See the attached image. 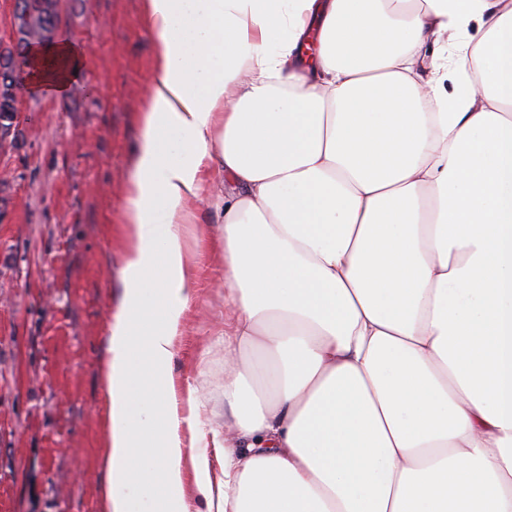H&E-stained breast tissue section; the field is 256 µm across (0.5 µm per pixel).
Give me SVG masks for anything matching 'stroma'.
Listing matches in <instances>:
<instances>
[{"label":"stroma","mask_w":512,"mask_h":512,"mask_svg":"<svg viewBox=\"0 0 512 512\" xmlns=\"http://www.w3.org/2000/svg\"><path fill=\"white\" fill-rule=\"evenodd\" d=\"M56 38L84 50L64 97L21 95L0 146V512H101L104 411L98 365L124 267L121 228L140 138L153 44L142 0H60ZM219 219L190 208L183 233L201 276L171 364L181 413L210 392L224 426V260ZM182 494L195 512L196 469L224 482V451L182 429Z\"/></svg>","instance_id":"1"}]
</instances>
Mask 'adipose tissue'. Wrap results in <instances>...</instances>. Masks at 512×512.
<instances>
[{
	"mask_svg": "<svg viewBox=\"0 0 512 512\" xmlns=\"http://www.w3.org/2000/svg\"><path fill=\"white\" fill-rule=\"evenodd\" d=\"M153 43L99 362L104 512H191L171 363L223 218L215 512H512V9L502 0H143ZM486 30L445 91L431 30ZM82 50L31 51L32 96ZM224 191L210 195L213 170ZM257 349L258 361L244 359Z\"/></svg>",
	"mask_w": 512,
	"mask_h": 512,
	"instance_id": "ef3b65f1",
	"label": "adipose tissue"
}]
</instances>
